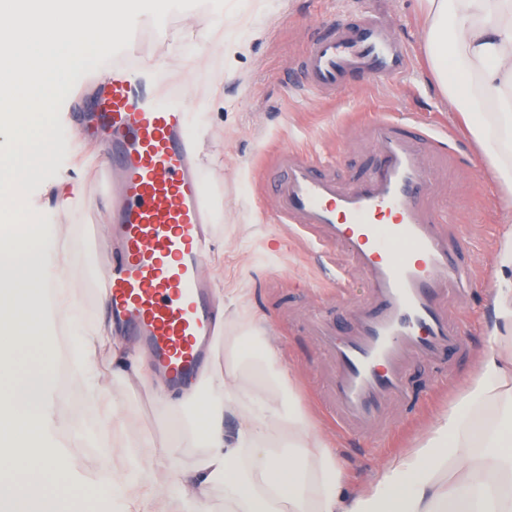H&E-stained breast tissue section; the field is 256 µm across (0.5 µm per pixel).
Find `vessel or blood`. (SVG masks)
I'll return each mask as SVG.
<instances>
[{
	"label": "vessel or blood",
	"instance_id": "b4317fda",
	"mask_svg": "<svg viewBox=\"0 0 512 512\" xmlns=\"http://www.w3.org/2000/svg\"><path fill=\"white\" fill-rule=\"evenodd\" d=\"M411 63L391 20L365 15L321 22L301 71L327 97L344 92L355 75L399 80ZM145 71L133 47L121 48L81 120L112 152L100 171L112 187L115 252L103 281L110 316L178 391L205 366L214 330L218 302L203 272L211 194L186 129L189 82L171 79L156 92ZM364 134L377 158L368 173L344 182L330 167L284 148L271 191L276 222L310 234L320 251L343 247L365 287L363 298L353 299L349 273L337 274L336 302L348 316L343 331L319 319L306 323L335 368L326 411L342 430L374 426L387 435L397 423L386 410L409 395V362L437 367L442 386L444 361L464 350L454 309L469 291L473 263L449 246L447 218L431 201L425 157L447 150V128L383 119L367 123Z\"/></svg>",
	"mask_w": 512,
	"mask_h": 512
}]
</instances>
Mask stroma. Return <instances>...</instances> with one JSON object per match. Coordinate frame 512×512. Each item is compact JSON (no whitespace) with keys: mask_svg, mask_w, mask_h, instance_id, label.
<instances>
[{"mask_svg":"<svg viewBox=\"0 0 512 512\" xmlns=\"http://www.w3.org/2000/svg\"><path fill=\"white\" fill-rule=\"evenodd\" d=\"M374 7L396 16L398 36L410 44L408 76L391 83L355 79L333 98L302 86L299 59L319 22L353 20ZM222 12L219 0H203L186 10L170 9L160 26L147 12L136 17L132 37L156 64L153 83L188 73L195 79L188 121L198 135L200 176L215 204L205 271L223 288L226 307L223 342L212 362L234 358L248 394L280 412L304 414L336 448L355 489L389 458L417 447L464 391L476 352L486 344V301L506 201L434 79L422 47L419 0H249L242 14L263 34L232 57L224 54ZM85 100L77 91L62 100L54 145L26 187L30 211L52 225L67 252L81 326L107 320L98 283L112 260L111 201L99 179L103 155L98 143L78 134L72 118L74 105ZM360 114L370 120L441 123L461 137L462 146L440 159L434 202L449 216L444 226L449 243L476 260L472 289L458 309L466 347L452 358L448 388L434 394V370L412 363V400L390 407V414L404 419L390 438L344 432L327 418L322 396L333 366L306 333L305 318L317 311L332 326L344 327L346 312L336 305L329 274L350 269V260L342 248L323 254L309 234L275 223L269 198L267 167L284 147L330 161L342 180L367 171L374 156L355 125ZM79 328L63 315L49 326L65 357V386L52 402L61 422L57 438L64 444L67 483L79 490L89 512H150L157 494L194 467L200 450L182 429L180 408L156 397L161 381L155 372L143 382L127 376L106 343L93 349L89 371L68 362L70 347L80 341ZM282 371L290 375L291 388L277 381ZM142 434L151 447L137 448ZM98 437L109 442L110 451L96 448ZM103 483L108 494L101 499L97 490Z\"/></svg>","mask_w":512,"mask_h":512,"instance_id":"obj_1","label":"stroma"}]
</instances>
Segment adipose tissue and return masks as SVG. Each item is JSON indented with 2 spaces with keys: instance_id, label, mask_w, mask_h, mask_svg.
I'll return each mask as SVG.
<instances>
[{
  "instance_id": "obj_1",
  "label": "adipose tissue",
  "mask_w": 512,
  "mask_h": 512,
  "mask_svg": "<svg viewBox=\"0 0 512 512\" xmlns=\"http://www.w3.org/2000/svg\"><path fill=\"white\" fill-rule=\"evenodd\" d=\"M424 51L442 91L512 194V0H421ZM488 344L465 392L417 448L352 492L332 448L298 413L255 412L236 366L203 374L180 399L202 448L184 484L224 488V512H512V226L497 243ZM238 418L237 428L224 424Z\"/></svg>"
}]
</instances>
